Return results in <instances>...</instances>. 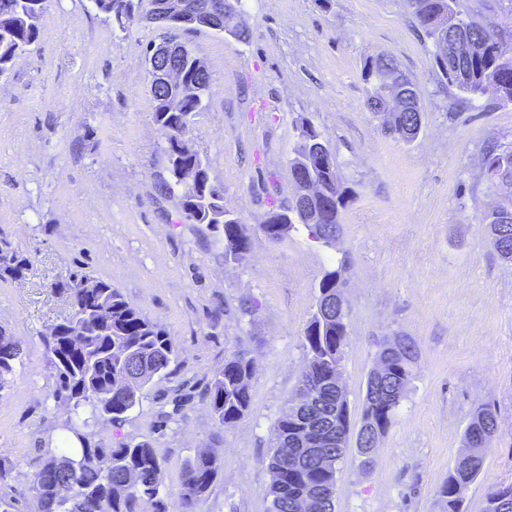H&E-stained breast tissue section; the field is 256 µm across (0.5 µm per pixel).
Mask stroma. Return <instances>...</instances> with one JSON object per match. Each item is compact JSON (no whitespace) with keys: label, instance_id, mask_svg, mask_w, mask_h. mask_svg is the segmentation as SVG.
<instances>
[{"label":"stroma","instance_id":"obj_1","mask_svg":"<svg viewBox=\"0 0 512 512\" xmlns=\"http://www.w3.org/2000/svg\"><path fill=\"white\" fill-rule=\"evenodd\" d=\"M242 22L246 44L185 37L211 77L189 139L250 238L240 262L225 260L221 233L188 223L158 192L166 158L145 59L154 27L121 32L90 0H48L39 39L0 79V234L29 264L22 280L0 278V334L21 348L0 390V466L25 483L47 440L67 432L42 336L69 314L57 283L76 273L119 288L178 352L167 379L122 426H96L94 442H150L170 492L187 456L218 449L200 512H268L270 435L306 363L318 283L342 265L352 428L381 345L408 337L417 358L372 465L353 447L339 464L335 512H444L437 490L471 413L488 405L498 436L463 492L464 512H482L490 489L512 483V263L481 222L497 200L483 156L512 144V104L442 84L406 0H244ZM378 53L420 85L411 141L385 134L366 107L363 62ZM302 117L323 132L349 190L331 247L300 224L279 243L260 229L267 194L293 197ZM235 350L254 361L252 402L220 427L203 393Z\"/></svg>","mask_w":512,"mask_h":512}]
</instances>
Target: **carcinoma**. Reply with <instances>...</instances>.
<instances>
[{
	"instance_id": "obj_1",
	"label": "carcinoma",
	"mask_w": 512,
	"mask_h": 512,
	"mask_svg": "<svg viewBox=\"0 0 512 512\" xmlns=\"http://www.w3.org/2000/svg\"><path fill=\"white\" fill-rule=\"evenodd\" d=\"M122 9H130L124 32L134 23H145L162 32V42L182 48L185 85L194 90L186 95L176 88L149 79L154 103L153 121L164 142L180 135L189 138L193 118L203 108V96L210 87V74L195 66L191 48L180 35L203 29L224 33V16L207 8L210 0H111ZM47 0H0V77L12 68L15 59L39 37L41 19ZM411 14L424 36L435 45L448 40L455 48L445 54L435 53L436 63L448 84L470 98H479L495 88L498 100L512 103V63L498 57V43L504 38L491 28L459 9L458 0H407ZM398 66L385 53L365 60L363 75L369 85L366 107L374 111L385 98L386 77ZM422 113H401L400 125L387 130L395 138L413 139L421 127ZM290 159L291 174L313 175L322 181L323 198L300 205L297 200L282 204L274 196L267 200V214L286 224H262L265 236L280 242L293 225H304L317 242L331 247L340 230L341 209L348 190L337 172H327L319 161L331 154L322 132L309 119L296 125ZM192 164L199 178L190 188H180L177 164ZM484 167L512 186V148L490 149ZM159 192L178 201L185 218L192 224H205L222 230L224 256H239L235 225L227 223L230 211L224 208V189L210 176L209 165L199 152L188 147L166 167ZM481 223L499 256L512 262V210L487 211ZM28 270L13 242L0 237V278H21ZM345 268L324 273L319 282L316 309L302 336L306 360L312 371L302 372L295 397L297 405L284 406L270 440L268 468L272 474L269 512H297L296 503L306 497L312 501L311 512H334L336 466L344 453L336 447V431L343 426L342 412L347 393L336 388V366L343 361L348 336L347 308L337 302ZM86 276L72 275L56 284L72 299L69 317L60 323V332L42 337L56 385L53 395L70 405L81 417L82 426H71V436L54 447L43 449L39 467L31 474L27 491L33 493L37 512H198V505L216 479L220 464L212 451L187 457L182 465L179 489L165 490L164 473L155 448L148 442L104 448L89 440V421L103 419L122 425L129 414L142 404L146 388L169 375L176 349L164 327L132 305L112 283L96 279L97 291L107 314L75 309ZM13 348L11 361L0 363V389L8 383L13 362L21 354L11 337L0 336V345ZM415 345L397 339L382 347L379 357L388 363L387 373L367 378L358 429L357 452L360 463L370 466L377 435L390 426L395 412L412 380ZM250 360L240 351L224 359V367L210 381L208 398L218 425L244 418L250 410ZM498 435L497 415L488 406H479L471 414L464 431V452L448 471L438 488L446 512H463V490L478 476L485 449ZM288 449L283 453L282 449ZM136 474L138 485L126 486L128 476ZM71 489L70 497L59 499V488ZM512 484L488 491L483 512H512V498L498 502Z\"/></svg>"
}]
</instances>
